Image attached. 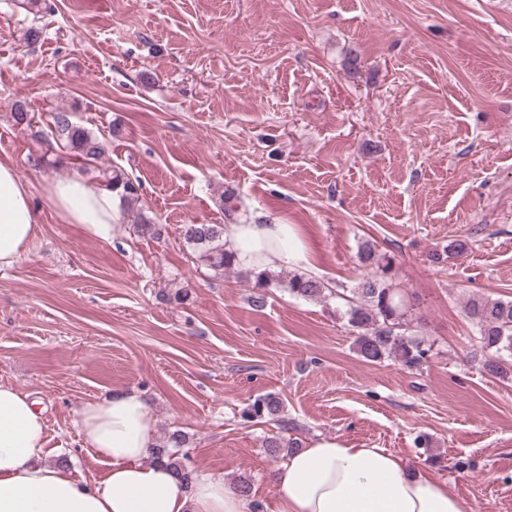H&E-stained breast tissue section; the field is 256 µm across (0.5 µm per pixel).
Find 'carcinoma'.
<instances>
[{
	"mask_svg": "<svg viewBox=\"0 0 512 512\" xmlns=\"http://www.w3.org/2000/svg\"><path fill=\"white\" fill-rule=\"evenodd\" d=\"M14 125L23 129L34 128L35 113L23 111V102L15 103L12 112ZM43 143L57 147L80 163L79 172L93 185L112 191L125 207L139 202L140 186L136 185L119 167H106L102 160L105 143L93 132L73 121L67 111L49 114L47 131L39 132ZM186 242L201 248L199 258L216 274L233 273L238 269L236 257L224 249V225L185 224ZM360 262L369 268L354 288H332L305 272H294L282 278L270 270L247 271L244 278L256 289L253 306L265 303L269 288H285L291 295L323 300L336 298L343 301L348 324L355 333L356 352L364 360L381 363L392 359L408 370H419L427 363L429 349L422 339L410 330L417 297L397 287L389 277L392 260L380 257L371 246L360 254ZM465 313L476 328V339L487 352L482 368L503 380L512 381V300H489L480 296L469 298ZM280 400L266 394L258 397L244 412L248 419L264 418L280 413ZM186 437L179 432L169 435L166 445L156 448L154 459L166 461L184 481L191 482L194 471L184 463ZM265 447L273 454L288 455L299 448L294 440L278 436L267 439Z\"/></svg>",
	"mask_w": 512,
	"mask_h": 512,
	"instance_id": "cac0c4a2",
	"label": "carcinoma"
}]
</instances>
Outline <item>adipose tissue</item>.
Wrapping results in <instances>:
<instances>
[{"label": "adipose tissue", "mask_w": 512, "mask_h": 512, "mask_svg": "<svg viewBox=\"0 0 512 512\" xmlns=\"http://www.w3.org/2000/svg\"><path fill=\"white\" fill-rule=\"evenodd\" d=\"M48 197L70 224L111 242L121 220L110 190L83 177L51 180ZM38 215L13 164L0 160V270L18 265L36 233ZM224 245L239 265L261 271L313 268L301 230L269 219L228 224ZM76 426L85 448L109 471L94 482L42 460L46 424L29 395L0 384V512H252L251 500L223 476L181 481L154 460L157 418L139 392L118 391L81 406ZM279 512H470L447 484L383 448H356L318 436L274 472Z\"/></svg>", "instance_id": "adipose-tissue-1"}]
</instances>
